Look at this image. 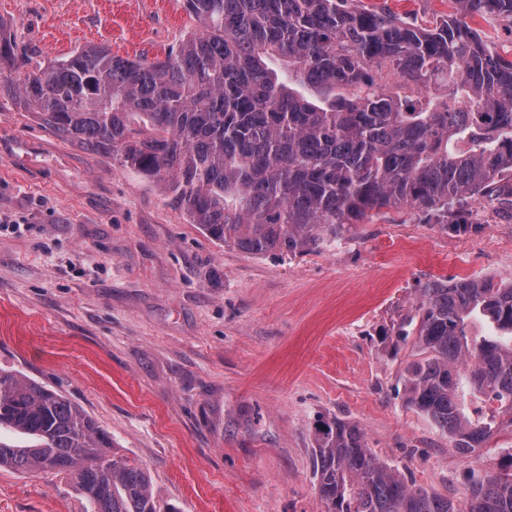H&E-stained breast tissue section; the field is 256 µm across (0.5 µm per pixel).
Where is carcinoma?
I'll return each instance as SVG.
<instances>
[{"label": "carcinoma", "mask_w": 512, "mask_h": 512, "mask_svg": "<svg viewBox=\"0 0 512 512\" xmlns=\"http://www.w3.org/2000/svg\"><path fill=\"white\" fill-rule=\"evenodd\" d=\"M192 31L162 57L102 47L16 55L0 33V93L58 137L159 183L214 244L303 255L387 210L465 233L469 200L512 208V59L461 16L512 0H452L421 28L363 0H183ZM384 339L409 345L405 403L469 455L512 426V283L433 280ZM498 403L471 418L461 378ZM325 512H512V468L473 477L467 508L410 483L356 424L316 427ZM0 468L51 470L85 512H159L147 468L60 391L0 369Z\"/></svg>", "instance_id": "cac0c4a2"}]
</instances>
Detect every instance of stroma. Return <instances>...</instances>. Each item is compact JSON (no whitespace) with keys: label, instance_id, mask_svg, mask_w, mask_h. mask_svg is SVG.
Returning a JSON list of instances; mask_svg holds the SVG:
<instances>
[{"label":"stroma","instance_id":"obj_1","mask_svg":"<svg viewBox=\"0 0 512 512\" xmlns=\"http://www.w3.org/2000/svg\"><path fill=\"white\" fill-rule=\"evenodd\" d=\"M374 2L420 26L454 12ZM468 23L512 58V19ZM188 25L183 0H0V31L42 62L90 45L160 56ZM468 221L455 234L392 211L291 258L220 247L158 183L0 97V368L80 405L149 470L161 512H323L311 443L333 417L459 505L512 429L459 454L397 395L403 356L382 335L427 281L512 280V216L478 201ZM85 508L55 473L0 470V512Z\"/></svg>","mask_w":512,"mask_h":512}]
</instances>
